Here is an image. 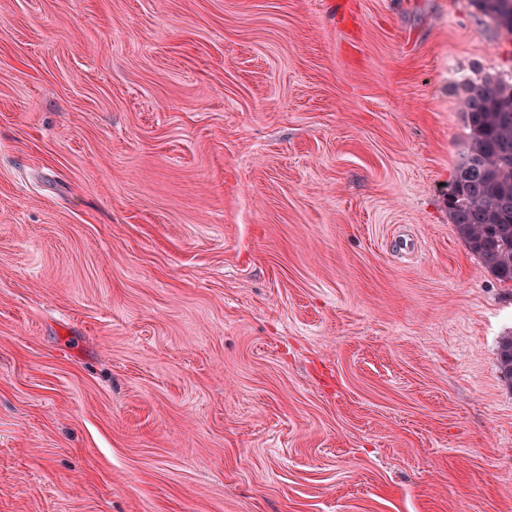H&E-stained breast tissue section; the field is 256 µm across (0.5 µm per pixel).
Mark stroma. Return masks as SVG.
Listing matches in <instances>:
<instances>
[{"label":"stroma","instance_id":"obj_1","mask_svg":"<svg viewBox=\"0 0 512 512\" xmlns=\"http://www.w3.org/2000/svg\"><path fill=\"white\" fill-rule=\"evenodd\" d=\"M335 1L0 0V512H512V35ZM461 105L471 145L448 192V215L469 250L512 283V83L472 84Z\"/></svg>","mask_w":512,"mask_h":512}]
</instances>
